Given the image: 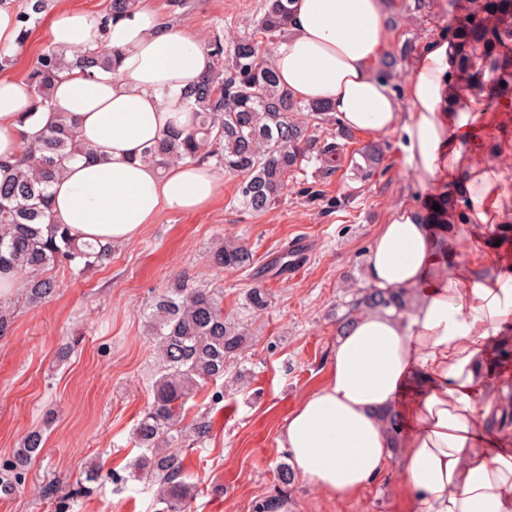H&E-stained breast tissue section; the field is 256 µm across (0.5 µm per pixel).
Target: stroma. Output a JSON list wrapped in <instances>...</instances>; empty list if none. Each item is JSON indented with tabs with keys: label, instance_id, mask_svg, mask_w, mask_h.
<instances>
[{
	"label": "stroma",
	"instance_id": "1",
	"mask_svg": "<svg viewBox=\"0 0 512 512\" xmlns=\"http://www.w3.org/2000/svg\"><path fill=\"white\" fill-rule=\"evenodd\" d=\"M264 0H151L167 19L199 41L231 43L247 32ZM396 59L390 86L402 94L411 63L424 45L452 35L468 21L472 0H390ZM333 124L309 127L311 143L279 202L255 213L239 200L240 174L219 172L223 191L194 212L162 210L134 241L116 245L112 261L81 276L59 269L58 291L32 307L23 292L0 298L12 312L0 335V463L31 430L45 451L12 494L0 493V512H57L47 488L96 473L94 492L70 512H155V488L143 481L117 485L116 476L139 455L131 432L153 399L157 360L144 313L177 279L207 285L224 297L225 318L243 324L247 342L223 378L185 404L180 426L207 415L208 439L180 445L194 495L188 512H256L281 495L288 512H405L400 468L390 463L354 502L326 497L301 479L282 485L277 466L282 424L324 379L336 326L359 289L368 287L366 260L380 224L394 207L430 205L435 193L415 188L393 135L353 133L334 167L315 160L336 139ZM241 238L254 263L239 270L209 267L210 247ZM304 256L297 274L281 257L295 245ZM268 292L263 311L249 308L254 288Z\"/></svg>",
	"mask_w": 512,
	"mask_h": 512
}]
</instances>
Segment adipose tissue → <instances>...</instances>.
<instances>
[{
	"label": "adipose tissue",
	"instance_id": "ef3b65f1",
	"mask_svg": "<svg viewBox=\"0 0 512 512\" xmlns=\"http://www.w3.org/2000/svg\"><path fill=\"white\" fill-rule=\"evenodd\" d=\"M386 0H293L292 23L272 47L280 83L328 106L342 127L397 136L415 185L450 184L453 207L431 221L395 207L380 225L366 271L381 288L409 290L411 309L369 312L338 337L323 384L286 419L278 439L296 474L329 497L357 500L401 449V494L409 512H512V426L491 389V336L512 330V98L484 114L470 95L448 107L454 39L427 44L403 95L376 75L391 33ZM52 48L112 49V69L88 77L61 70L54 108L35 105L26 81L0 74V157L47 134L57 113L74 124L89 156L71 162L50 188L56 223L100 244L128 243L162 209L195 211L219 195L210 164L159 172L143 153L191 115L180 98L212 68L185 28L139 0L101 28L64 7L49 24ZM500 246L489 253L487 234ZM400 426L387 432L383 417Z\"/></svg>",
	"mask_w": 512,
	"mask_h": 512
}]
</instances>
